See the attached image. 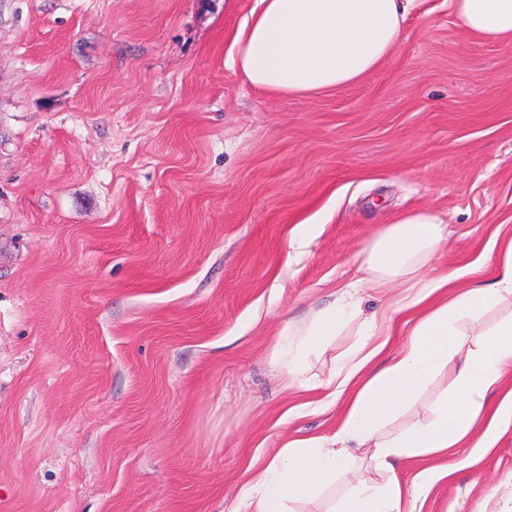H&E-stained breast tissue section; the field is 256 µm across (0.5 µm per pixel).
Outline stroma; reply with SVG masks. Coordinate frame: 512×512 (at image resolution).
<instances>
[{"mask_svg": "<svg viewBox=\"0 0 512 512\" xmlns=\"http://www.w3.org/2000/svg\"><path fill=\"white\" fill-rule=\"evenodd\" d=\"M254 0H0V512H233L344 397L272 362L362 278L399 215L441 214L428 272L495 275L512 239V44L424 0L391 59L318 95L232 66ZM417 512H512V425Z\"/></svg>", "mask_w": 512, "mask_h": 512, "instance_id": "obj_1", "label": "stroma"}]
</instances>
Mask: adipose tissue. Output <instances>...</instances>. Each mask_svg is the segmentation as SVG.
Here are the masks:
<instances>
[{
    "instance_id": "ef3b65f1",
    "label": "adipose tissue",
    "mask_w": 512,
    "mask_h": 512,
    "mask_svg": "<svg viewBox=\"0 0 512 512\" xmlns=\"http://www.w3.org/2000/svg\"><path fill=\"white\" fill-rule=\"evenodd\" d=\"M458 27L483 40L512 44V0H448ZM418 0H255L234 37V66L256 88L287 95H315L363 81L395 52L404 23ZM448 241V226L422 209L395 218L361 251L365 280L377 288H403L394 314L412 322L410 338L398 356L375 368L385 345L376 320L361 325L362 341L340 357L327 379L310 374V358L359 314L356 290L349 289L304 323L286 327L273 361L290 389H324L346 395L336 432L307 442L290 441L274 449L240 494L234 512H292L290 505L318 497L346 473L358 448L371 449L374 467L389 471L378 484L352 486L327 512H403L404 487L392 471L395 460L438 457V465L417 476L419 493L454 472L449 452L471 444L476 457L494 446L499 430L512 423V389L500 391L512 367V317L468 345L458 326L512 299V240L503 248L498 273L489 282L462 269L441 278L426 269ZM377 344H369V337ZM450 378L430 418L385 436L384 426L409 413L423 388ZM498 391L496 406L487 396Z\"/></svg>"
}]
</instances>
